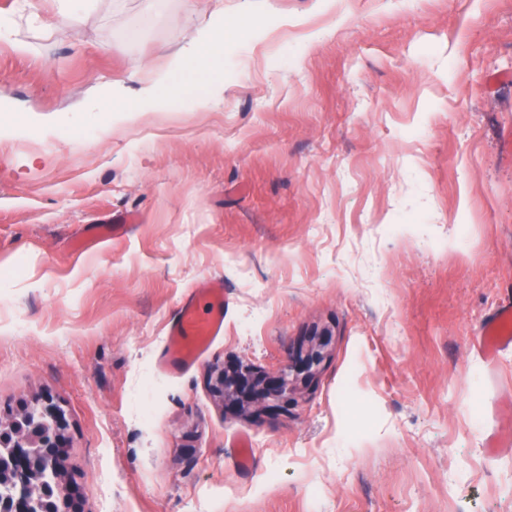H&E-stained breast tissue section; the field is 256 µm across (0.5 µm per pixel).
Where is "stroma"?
Here are the masks:
<instances>
[{
	"label": "stroma",
	"instance_id": "obj_1",
	"mask_svg": "<svg viewBox=\"0 0 512 512\" xmlns=\"http://www.w3.org/2000/svg\"><path fill=\"white\" fill-rule=\"evenodd\" d=\"M195 2L94 0L47 30L0 0L23 124L0 133V421L62 408L83 512H512V445L488 446L512 346L476 348L512 300V0ZM219 10L223 101L83 111L137 98ZM213 283L223 333L162 372ZM231 361L287 373L292 405L226 412Z\"/></svg>",
	"mask_w": 512,
	"mask_h": 512
}]
</instances>
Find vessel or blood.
I'll return each mask as SVG.
<instances>
[{
    "label": "vessel or blood",
    "instance_id": "b4317fda",
    "mask_svg": "<svg viewBox=\"0 0 512 512\" xmlns=\"http://www.w3.org/2000/svg\"><path fill=\"white\" fill-rule=\"evenodd\" d=\"M208 294L209 302L205 309H198L190 302L180 307L169 329L161 361L163 370L172 371L193 365L207 349L212 337L223 329L224 290L212 288ZM477 342L488 355L512 344V303L502 305L483 325Z\"/></svg>",
    "mask_w": 512,
    "mask_h": 512
}]
</instances>
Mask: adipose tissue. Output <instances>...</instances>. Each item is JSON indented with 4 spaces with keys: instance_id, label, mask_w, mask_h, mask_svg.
<instances>
[{
    "instance_id": "1",
    "label": "adipose tissue",
    "mask_w": 512,
    "mask_h": 512,
    "mask_svg": "<svg viewBox=\"0 0 512 512\" xmlns=\"http://www.w3.org/2000/svg\"><path fill=\"white\" fill-rule=\"evenodd\" d=\"M224 57L223 26L198 28L174 55L165 72L145 87L133 102L121 100L108 93L95 95L85 106L89 112L119 113L122 120H134L146 105L158 104L169 99L190 98L195 94L198 75Z\"/></svg>"
}]
</instances>
